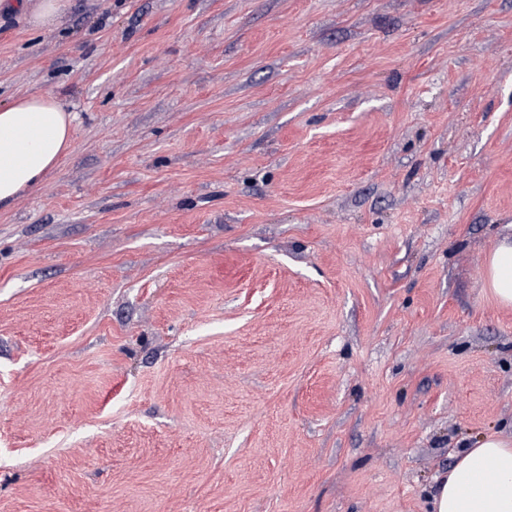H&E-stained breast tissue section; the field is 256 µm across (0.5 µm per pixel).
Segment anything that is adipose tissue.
<instances>
[{
    "label": "adipose tissue",
    "instance_id": "adipose-tissue-1",
    "mask_svg": "<svg viewBox=\"0 0 512 512\" xmlns=\"http://www.w3.org/2000/svg\"><path fill=\"white\" fill-rule=\"evenodd\" d=\"M73 113L53 94H24L0 106V206L32 192L72 146ZM483 288L512 306V239L486 257ZM431 512H512V440L482 437L438 481Z\"/></svg>",
    "mask_w": 512,
    "mask_h": 512
}]
</instances>
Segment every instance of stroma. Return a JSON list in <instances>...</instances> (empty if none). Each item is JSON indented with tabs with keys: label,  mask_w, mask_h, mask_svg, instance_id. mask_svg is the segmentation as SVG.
Returning a JSON list of instances; mask_svg holds the SVG:
<instances>
[{
	"label": "stroma",
	"mask_w": 512,
	"mask_h": 512,
	"mask_svg": "<svg viewBox=\"0 0 512 512\" xmlns=\"http://www.w3.org/2000/svg\"><path fill=\"white\" fill-rule=\"evenodd\" d=\"M0 9L73 146L0 207V512H428L512 436V0ZM21 8L27 14L31 27L38 30H52L67 14L70 0H22ZM483 290L504 307L512 306V239L504 238L486 257Z\"/></svg>",
	"instance_id": "obj_1"
}]
</instances>
